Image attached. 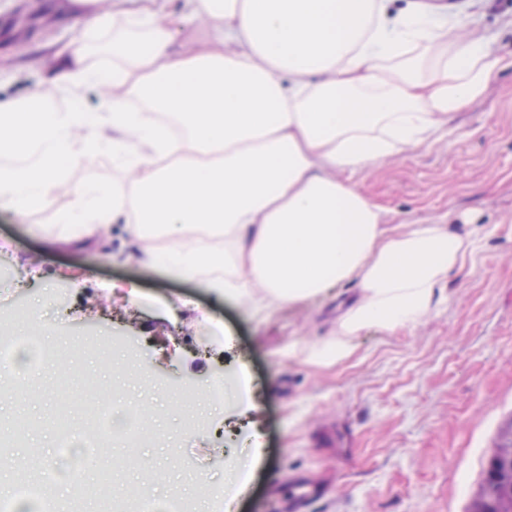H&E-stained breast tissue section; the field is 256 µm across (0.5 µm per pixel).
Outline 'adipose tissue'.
<instances>
[{"mask_svg":"<svg viewBox=\"0 0 512 512\" xmlns=\"http://www.w3.org/2000/svg\"><path fill=\"white\" fill-rule=\"evenodd\" d=\"M143 38H114L113 68L89 69V45L64 56L51 89L0 101V195L47 206L63 166L104 150L129 187L73 188L59 220L83 249L122 221L135 260L214 294L261 288L293 303L333 285L361 298L309 357H350V336L416 325L473 248L447 224L389 226L355 186L370 166L441 137L504 67L434 7L389 14L385 0H138ZM186 20L206 27L175 49ZM101 92L86 106L84 82ZM72 105L53 109V90ZM173 35L177 48L194 49L205 43L206 29L196 21H189L176 28Z\"/></svg>","mask_w":512,"mask_h":512,"instance_id":"1","label":"adipose tissue"}]
</instances>
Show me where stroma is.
Listing matches in <instances>:
<instances>
[{"label":"stroma","mask_w":512,"mask_h":512,"mask_svg":"<svg viewBox=\"0 0 512 512\" xmlns=\"http://www.w3.org/2000/svg\"><path fill=\"white\" fill-rule=\"evenodd\" d=\"M464 17L465 32L512 55V0H429ZM100 27L85 34L72 0H0V97L21 99L57 71L61 55L84 37L107 43L129 30L99 5ZM110 154L67 168L71 185L123 183ZM354 182L385 207L393 223L441 222L453 216L474 232L464 272L417 325L393 332L371 326L352 341L345 361L320 366L308 343L331 336L344 308L359 299L333 286L292 304L219 298L194 281L129 260L121 225L80 251L50 247L63 229L66 192L51 205L17 213L0 206V316L26 315L12 362L23 389L0 381V484L55 482L52 512H98L87 489L106 468L118 487L148 483L159 507L192 501L195 512H224L209 497L223 485L236 512H282L286 479L311 474L327 488L307 512H471L489 458L512 425V67L459 112L448 136L373 165ZM75 309L92 339L122 336L139 345L137 370L121 353L103 360L83 349L61 376L42 341L63 309ZM238 370L244 386L226 404L205 405L188 426L186 403L211 381ZM98 388L112 386L119 411L131 385L139 407H152V432L136 463L122 465L114 440L92 470L62 469L66 443L54 423L68 403L76 429ZM24 434H15L17 422Z\"/></svg>","instance_id":"obj_1"}]
</instances>
